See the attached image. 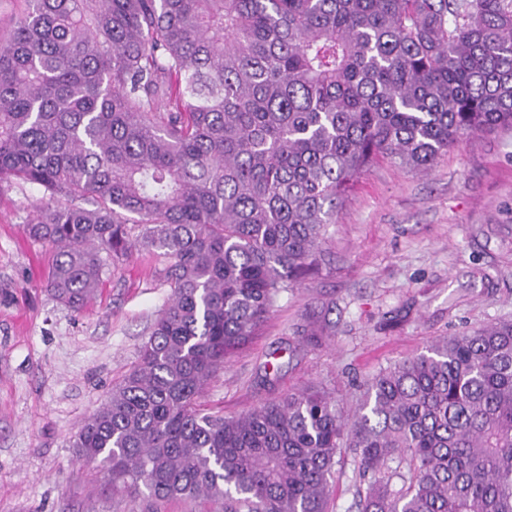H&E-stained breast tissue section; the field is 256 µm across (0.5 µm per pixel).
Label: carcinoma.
<instances>
[{
    "instance_id": "cac0c4a2",
    "label": "carcinoma",
    "mask_w": 512,
    "mask_h": 512,
    "mask_svg": "<svg viewBox=\"0 0 512 512\" xmlns=\"http://www.w3.org/2000/svg\"><path fill=\"white\" fill-rule=\"evenodd\" d=\"M24 2L0 179L63 199L23 226L57 251L47 290L83 309L139 243L171 288L74 442L102 489L327 512L347 448L358 512H512V319L380 370L349 411L316 386L232 417L199 402L319 268L362 173L512 127V0Z\"/></svg>"
}]
</instances>
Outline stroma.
<instances>
[{
	"label": "stroma",
	"mask_w": 512,
	"mask_h": 512,
	"mask_svg": "<svg viewBox=\"0 0 512 512\" xmlns=\"http://www.w3.org/2000/svg\"><path fill=\"white\" fill-rule=\"evenodd\" d=\"M46 203L37 187L0 184V512H142L141 497L100 494L73 442L137 362L171 289L141 250L106 267L81 312L56 301L46 289L55 250L23 231ZM322 249L320 271L230 354L205 408L235 416L312 384L345 399L434 341L512 315V128L464 138L425 171L380 162ZM313 332L319 346H303ZM290 343L296 352L267 378L270 353ZM357 483L344 453L328 512H356Z\"/></svg>",
	"instance_id": "stroma-1"
}]
</instances>
